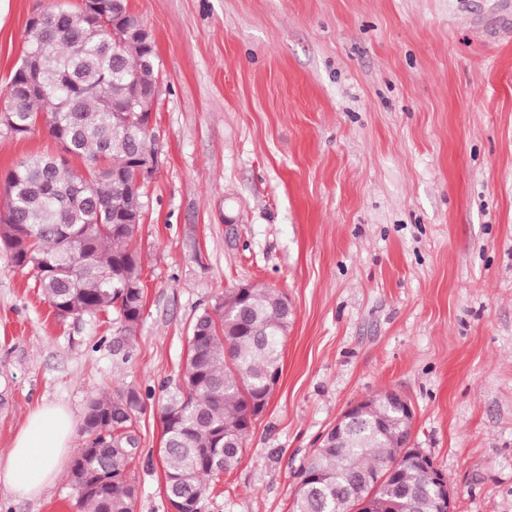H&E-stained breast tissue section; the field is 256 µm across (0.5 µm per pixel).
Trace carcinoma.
Returning <instances> with one entry per match:
<instances>
[{"label": "carcinoma", "mask_w": 512, "mask_h": 512, "mask_svg": "<svg viewBox=\"0 0 512 512\" xmlns=\"http://www.w3.org/2000/svg\"><path fill=\"white\" fill-rule=\"evenodd\" d=\"M87 22L85 7L47 13L45 49L30 88L10 82L13 111L0 125L15 137L44 118L71 156L90 163L86 175L69 161L35 157L9 173L0 245L15 265L40 270L39 287L59 315L112 311L132 334L143 310L142 265L132 243L137 207L124 190L135 154L156 153L154 136L129 125L121 105L135 86L157 84L155 43L110 45L113 0ZM67 81L94 87L67 97ZM291 318L286 297L267 288L254 295L233 289L192 327L183 387L163 407L165 489L169 502L203 500L207 480L240 462L251 418L262 412L280 376L282 339ZM142 410L134 392L92 399L84 443L70 471L79 512H133L135 486L126 470L138 448L133 431ZM362 427L345 448H316L301 471L292 512H439L434 472L420 464L404 416L381 401L363 405Z\"/></svg>", "instance_id": "carcinoma-1"}]
</instances>
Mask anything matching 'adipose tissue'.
<instances>
[{"mask_svg": "<svg viewBox=\"0 0 512 512\" xmlns=\"http://www.w3.org/2000/svg\"><path fill=\"white\" fill-rule=\"evenodd\" d=\"M74 435L67 409L49 403L31 411L11 448L0 453V485L21 498L39 497L61 476Z\"/></svg>", "mask_w": 512, "mask_h": 512, "instance_id": "obj_1", "label": "adipose tissue"}]
</instances>
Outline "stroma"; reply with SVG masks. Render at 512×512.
Here are the masks:
<instances>
[{
  "mask_svg": "<svg viewBox=\"0 0 512 512\" xmlns=\"http://www.w3.org/2000/svg\"><path fill=\"white\" fill-rule=\"evenodd\" d=\"M0 0V109L39 12ZM162 63L144 312L59 316L0 246V452L42 402L135 391L134 512H171L161 409L226 290L288 300L281 374L202 512H291L320 437L385 391L456 512H512V0H128ZM0 128V183L57 155ZM0 512H78L68 475Z\"/></svg>",
  "mask_w": 512,
  "mask_h": 512,
  "instance_id": "stroma-1",
  "label": "stroma"
}]
</instances>
